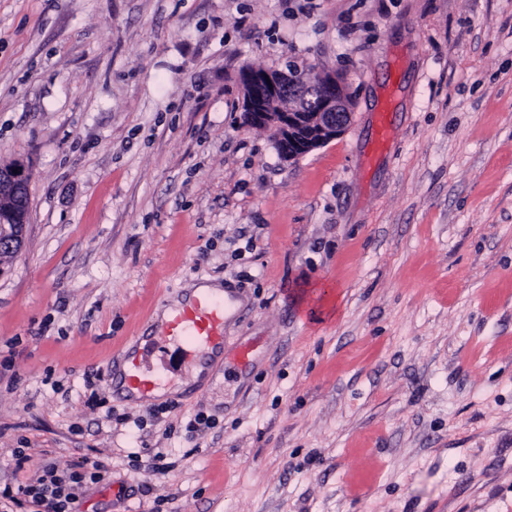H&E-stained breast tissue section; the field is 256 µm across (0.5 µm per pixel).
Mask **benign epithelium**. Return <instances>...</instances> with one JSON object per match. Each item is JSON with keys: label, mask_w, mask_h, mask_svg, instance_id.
<instances>
[{"label": "benign epithelium", "mask_w": 512, "mask_h": 512, "mask_svg": "<svg viewBox=\"0 0 512 512\" xmlns=\"http://www.w3.org/2000/svg\"><path fill=\"white\" fill-rule=\"evenodd\" d=\"M241 82L248 89L245 119L269 129L277 145L288 148L292 161L344 133L353 118L354 102L339 76L321 77L322 101L315 111L306 110L297 96L285 95L297 79L281 70L246 69ZM29 163L16 159L0 165V249L11 256L25 245L29 226Z\"/></svg>", "instance_id": "1"}]
</instances>
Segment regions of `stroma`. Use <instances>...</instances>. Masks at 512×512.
<instances>
[{
	"mask_svg": "<svg viewBox=\"0 0 512 512\" xmlns=\"http://www.w3.org/2000/svg\"><path fill=\"white\" fill-rule=\"evenodd\" d=\"M247 66L342 74L350 126L283 160ZM20 156L0 485L97 461L75 512H512V0H0ZM203 278L224 350L151 421L112 365Z\"/></svg>",
	"mask_w": 512,
	"mask_h": 512,
	"instance_id": "stroma-1",
	"label": "stroma"
}]
</instances>
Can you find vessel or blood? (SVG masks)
<instances>
[{
	"label": "vessel or blood",
	"mask_w": 512,
	"mask_h": 512,
	"mask_svg": "<svg viewBox=\"0 0 512 512\" xmlns=\"http://www.w3.org/2000/svg\"><path fill=\"white\" fill-rule=\"evenodd\" d=\"M233 305L231 293L216 297L202 295L174 308L162 323L158 335L149 337L142 350L126 355L121 374V389L138 396L142 403L153 400L165 380L164 375L148 370L144 364L145 351L158 348H188L190 367H197L208 352L224 346V319Z\"/></svg>",
	"instance_id": "1"
}]
</instances>
